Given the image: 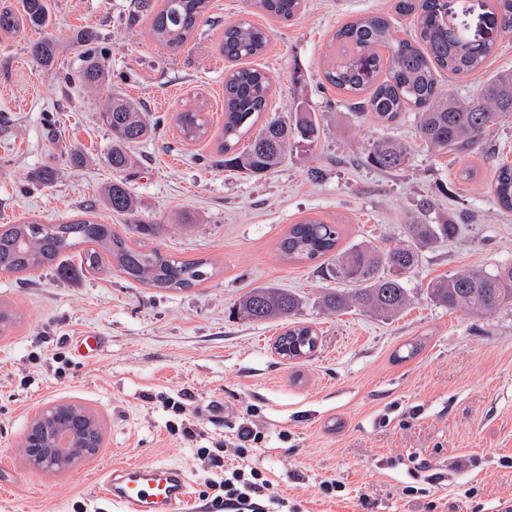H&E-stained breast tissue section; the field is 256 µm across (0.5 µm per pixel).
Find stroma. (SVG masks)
<instances>
[{"label": "stroma", "instance_id": "stroma-1", "mask_svg": "<svg viewBox=\"0 0 512 512\" xmlns=\"http://www.w3.org/2000/svg\"><path fill=\"white\" fill-rule=\"evenodd\" d=\"M394 0H306L293 20L264 15L252 0H211L194 40L173 52L157 42L139 0H52L45 32H0V224L66 221L96 205L97 222L131 245L132 219L99 206L112 173L110 136L96 120L103 99L64 74L78 70L81 30L98 35L114 91L137 102L153 127L127 176L139 220L162 225L153 243L179 259H205L209 277L184 291L159 290L103 271L69 279L40 269L0 273V307L17 323L0 335V512H120L102 494L112 467L162 462L190 484L184 512H208L199 493L214 476L200 448L231 438L243 421L265 435L250 466L266 473L290 512H503L512 506V308L481 317L434 306L424 293L434 278L512 263V212L489 191L496 159L512 163V120L494 126L466 155L435 156L415 134L413 113L386 127L358 115L324 79L338 27L386 14L394 36L412 26L394 16ZM247 20L269 31L266 52L251 64L271 78L269 114L314 113L313 144L289 145L285 161L261 178L215 162L224 126L221 51L225 25ZM454 26L495 40L474 74L444 78V93L480 94L512 69V32L493 23L484 0H463ZM48 36L58 45L52 70L30 52ZM205 102L209 132L185 141L177 112ZM394 138L412 149L409 167L380 172L364 158L374 141ZM86 162L75 165L73 152ZM473 168L472 180L461 177ZM40 171L48 184L32 183ZM433 219L457 235L426 250L412 276L410 306L391 320L360 311L321 313L329 283L308 263L285 258L281 240L307 217L339 225L341 247H394L423 199ZM277 286L304 296V318L319 340L307 358L288 363L272 346L277 321L240 320L231 310L249 289ZM105 338L97 356H81L80 336ZM423 348L401 359L404 344ZM185 396L198 435L170 434L169 397ZM67 401L100 420L96 455L70 470L31 469L21 443L34 415ZM336 480V497L319 484Z\"/></svg>", "mask_w": 512, "mask_h": 512}]
</instances>
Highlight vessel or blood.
I'll return each mask as SVG.
<instances>
[{
	"instance_id": "obj_1",
	"label": "vessel or blood",
	"mask_w": 512,
	"mask_h": 512,
	"mask_svg": "<svg viewBox=\"0 0 512 512\" xmlns=\"http://www.w3.org/2000/svg\"><path fill=\"white\" fill-rule=\"evenodd\" d=\"M102 491L126 512H181L189 498L188 480L181 469L153 463L109 469Z\"/></svg>"
}]
</instances>
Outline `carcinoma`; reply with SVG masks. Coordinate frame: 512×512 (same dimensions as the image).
Masks as SVG:
<instances>
[{
	"label": "carcinoma",
	"instance_id": "carcinoma-1",
	"mask_svg": "<svg viewBox=\"0 0 512 512\" xmlns=\"http://www.w3.org/2000/svg\"><path fill=\"white\" fill-rule=\"evenodd\" d=\"M210 0H163L152 19L156 41L172 51L182 48L206 13ZM305 0H255L265 15L289 21L304 7ZM491 15L500 19L505 31H512V0H490ZM394 11L416 19L412 32L393 37L390 21L373 15L350 21L332 35L331 41L343 47V57L324 69L326 82L354 99L361 114H369L384 125H391L404 112H414L417 134L424 146L437 154H463L481 139L491 124L512 116V71L492 76L476 101L447 97L439 77L448 72L466 75L484 66L494 52L492 40H477L458 30L448 20V0H395ZM51 20L50 0H21V11H0V31L11 33L20 27L46 28ZM97 35L84 30L80 42L84 61L76 73L82 85L105 93L99 122L111 136L106 154L114 177L102 190L104 205L115 214H138L136 198L126 182V174L136 163L134 147L149 138L152 127L138 105L114 93L109 72L96 56ZM267 31L248 21L224 27L221 51L231 61L254 58L266 51ZM33 58L47 71L56 57V44L44 38L32 45ZM270 78L265 70L245 66L224 76V133L217 152L224 166L249 177L266 176L286 157L294 137L309 144L317 140L319 125L309 112L274 116L255 136L251 130L268 111ZM182 138L198 141L208 132L203 108L191 106L175 116ZM246 146H241L242 140ZM410 149L390 139H380L369 149L366 163L381 171H399L410 161ZM491 192L496 203L512 211V164L495 167ZM432 204H420L413 223L406 225L407 239L380 253L368 243L337 251L341 229L321 219L308 217L294 224L281 244V251L292 259L314 261L323 257L315 272L342 284L321 297V306L331 313L361 309L375 317L392 319L411 301L407 287L419 264L422 251L451 238L457 225L430 220ZM84 218L46 224L30 221L0 228V272L22 273L49 265L58 275L71 278L97 270L113 260L126 279L164 290L187 289L205 279V262L180 260L158 248L130 245L112 231V225L91 219L93 208H82ZM78 251L79 266L68 262L69 253ZM427 298L438 307L465 309L476 316L512 306V264L495 272L465 270L431 280ZM303 301L292 291L274 286L251 289L239 299L236 314L252 321L286 320L288 329L275 340L276 353L284 360H299L315 350V329L297 320Z\"/></svg>",
	"mask_w": 512,
	"mask_h": 512
}]
</instances>
